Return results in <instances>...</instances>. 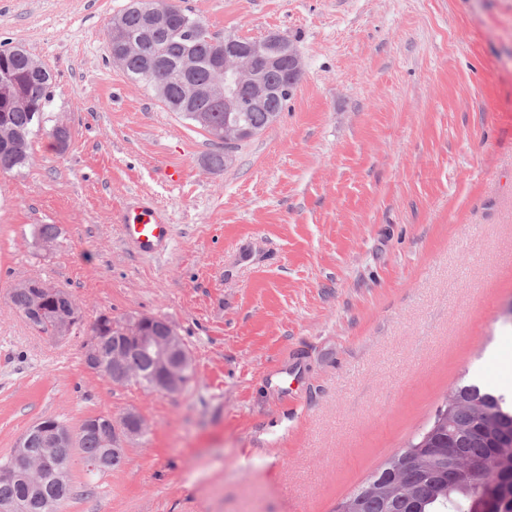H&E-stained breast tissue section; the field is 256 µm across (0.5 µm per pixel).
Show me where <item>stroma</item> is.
Masks as SVG:
<instances>
[{"mask_svg":"<svg viewBox=\"0 0 512 512\" xmlns=\"http://www.w3.org/2000/svg\"><path fill=\"white\" fill-rule=\"evenodd\" d=\"M128 0H0V46L52 72L33 161L0 174V459L37 421L136 410L122 464L70 462L61 512H333L480 378L512 393V0H177L221 36L287 35L278 119L209 167L206 135L114 65ZM181 168L179 183L166 167ZM162 212L143 255L120 215ZM60 231L34 247L35 225ZM69 291L85 326L164 318L193 357L176 393L115 384L13 309ZM14 288L18 291H28L32 303L31 310L38 314L43 312L42 307L45 304L65 298V289L52 286L37 277L28 278L15 284L10 292V301L25 320L29 314V296L23 292L15 291Z\"/></svg>","mask_w":512,"mask_h":512,"instance_id":"1","label":"stroma"}]
</instances>
